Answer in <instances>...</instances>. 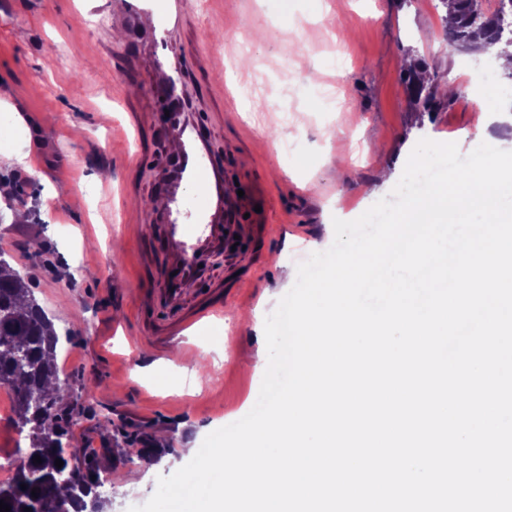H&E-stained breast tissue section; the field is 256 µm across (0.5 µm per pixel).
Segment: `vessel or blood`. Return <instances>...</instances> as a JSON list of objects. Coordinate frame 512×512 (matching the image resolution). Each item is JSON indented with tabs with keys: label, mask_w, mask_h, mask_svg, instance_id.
Instances as JSON below:
<instances>
[{
	"label": "vessel or blood",
	"mask_w": 512,
	"mask_h": 512,
	"mask_svg": "<svg viewBox=\"0 0 512 512\" xmlns=\"http://www.w3.org/2000/svg\"><path fill=\"white\" fill-rule=\"evenodd\" d=\"M185 7L186 0H127L125 19L133 25L143 14H152L158 30L163 32L167 26L178 24ZM155 119L180 145L170 161L166 182L168 217L160 237V250L165 257L164 286L158 303L151 307L172 340L194 323L221 312V305L213 303L185 310L186 285L199 278L201 257L214 248L233 245L242 227L230 221L239 202L236 197L225 195L224 184L217 177L218 167L204 149L189 113L159 112ZM192 188L205 196V209H192L188 194Z\"/></svg>",
	"instance_id": "obj_1"
}]
</instances>
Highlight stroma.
I'll use <instances>...</instances> for the list:
<instances>
[{"instance_id":"stroma-1","label":"stroma","mask_w":512,"mask_h":512,"mask_svg":"<svg viewBox=\"0 0 512 512\" xmlns=\"http://www.w3.org/2000/svg\"><path fill=\"white\" fill-rule=\"evenodd\" d=\"M79 0H0V251L27 280L59 335L60 381L82 406L68 430L87 455L113 447L131 488L110 486V512L154 494L157 479L189 462L210 432L244 417L263 371L264 324L286 273L334 241L391 194L419 142L512 140V90L486 82L493 55L449 46L437 0H188L169 38L183 109L224 173L244 192L246 235L234 250L203 257L190 302H223L221 319L188 332L197 352L186 372L140 299L160 287L163 256L141 225L161 232L172 140L154 118L163 81L151 27L129 28L115 0L87 13ZM342 49L344 72L327 57ZM414 57L452 89L450 105L416 111L403 63ZM295 144L290 160L282 142ZM388 145L391 180L375 183L370 147ZM29 152L36 172L16 162ZM154 461L127 451L122 435L152 442Z\"/></svg>"}]
</instances>
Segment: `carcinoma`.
Segmentation results:
<instances>
[{
  "label": "carcinoma",
  "mask_w": 512,
  "mask_h": 512,
  "mask_svg": "<svg viewBox=\"0 0 512 512\" xmlns=\"http://www.w3.org/2000/svg\"><path fill=\"white\" fill-rule=\"evenodd\" d=\"M447 7L442 17L449 42L459 51H470L480 44L486 50L512 44V34L502 31V14L512 0H498L491 14L482 0H441ZM413 99L423 112H434L447 103L433 78L419 83L413 69H406ZM59 337L52 319L40 306L30 288L0 252V381L11 383L15 399L14 424L25 434V456L12 477L0 484V500L10 512H85L86 498L99 492L101 469L98 461L66 440L60 425L65 413L50 409L57 405L54 394L58 383L57 347ZM40 456L36 463L34 456ZM63 466H55V460ZM92 483H87L88 479ZM26 489H21V485ZM37 497H32V489Z\"/></svg>",
  "instance_id": "obj_1"
}]
</instances>
